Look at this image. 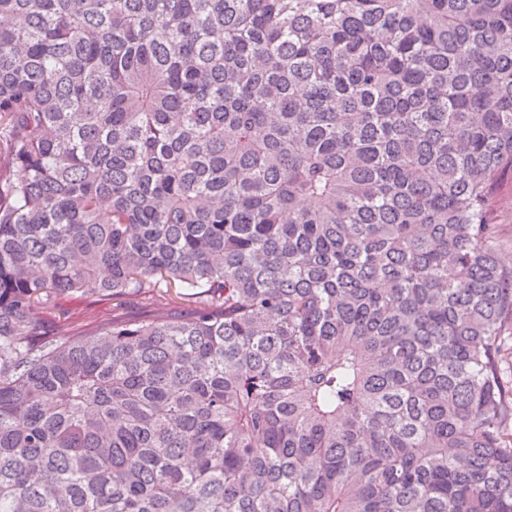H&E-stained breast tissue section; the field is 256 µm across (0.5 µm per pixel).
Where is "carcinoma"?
<instances>
[{"label": "carcinoma", "instance_id": "obj_1", "mask_svg": "<svg viewBox=\"0 0 512 512\" xmlns=\"http://www.w3.org/2000/svg\"><path fill=\"white\" fill-rule=\"evenodd\" d=\"M507 175L512 0H0V512H512ZM493 211V220L501 224L504 246L500 250L501 259L512 263V180L504 179L498 189ZM159 294V292H136L125 297L121 302L112 300V297L73 295L51 299L41 312L48 321L50 330L60 326L72 336L93 332L111 322L112 317L135 318L160 311H176L182 316H190L191 303L177 299L171 301L170 297L166 296L164 299L159 297Z\"/></svg>", "mask_w": 512, "mask_h": 512}]
</instances>
